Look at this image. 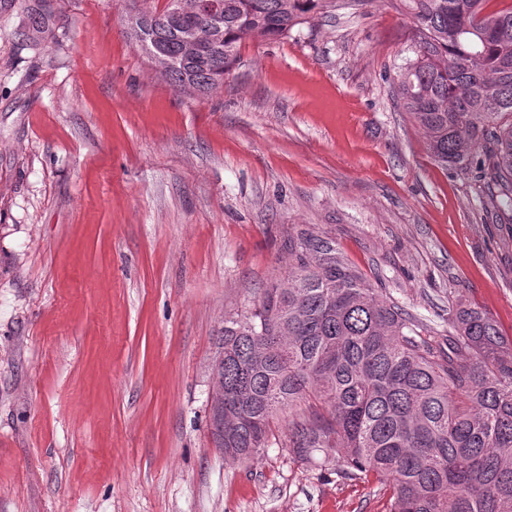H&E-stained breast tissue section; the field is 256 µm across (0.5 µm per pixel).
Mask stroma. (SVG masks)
<instances>
[{
	"instance_id": "obj_1",
	"label": "stroma",
	"mask_w": 512,
	"mask_h": 512,
	"mask_svg": "<svg viewBox=\"0 0 512 512\" xmlns=\"http://www.w3.org/2000/svg\"><path fill=\"white\" fill-rule=\"evenodd\" d=\"M162 5L0 0V512H388L294 455L290 415L257 458L215 447L224 319L314 224L429 335L463 300L512 337V197L438 165L402 110L392 0L243 40L205 96L126 33Z\"/></svg>"
}]
</instances>
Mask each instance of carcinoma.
<instances>
[{"mask_svg": "<svg viewBox=\"0 0 512 512\" xmlns=\"http://www.w3.org/2000/svg\"><path fill=\"white\" fill-rule=\"evenodd\" d=\"M220 36L195 26L177 0L148 10L151 31L128 36L175 86L206 95L224 85L247 37L282 39L335 0H217ZM397 0L417 30L400 104L443 166L474 172L512 195V3ZM288 272L250 315L224 320V361L213 374L215 440L251 459L271 426L292 414L288 447L335 456L352 479L372 475L389 512H512V339L485 310L458 302L448 335L383 296L313 224L288 230Z\"/></svg>", "mask_w": 512, "mask_h": 512, "instance_id": "cac0c4a2", "label": "carcinoma"}]
</instances>
